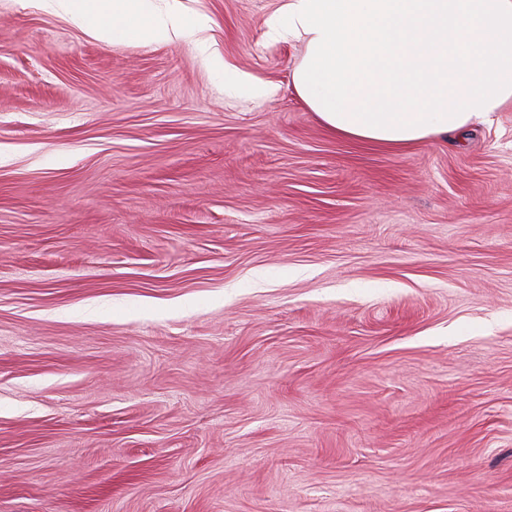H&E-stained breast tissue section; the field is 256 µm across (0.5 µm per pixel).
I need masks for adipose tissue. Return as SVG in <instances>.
Segmentation results:
<instances>
[{
    "label": "adipose tissue",
    "instance_id": "adipose-tissue-1",
    "mask_svg": "<svg viewBox=\"0 0 512 512\" xmlns=\"http://www.w3.org/2000/svg\"><path fill=\"white\" fill-rule=\"evenodd\" d=\"M105 39H193L177 5L50 0ZM275 40L304 39L294 90L333 135L403 152L512 105V0H281Z\"/></svg>",
    "mask_w": 512,
    "mask_h": 512
}]
</instances>
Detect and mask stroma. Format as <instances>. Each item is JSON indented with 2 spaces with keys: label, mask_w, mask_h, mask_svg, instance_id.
<instances>
[{
  "label": "stroma",
  "mask_w": 512,
  "mask_h": 512,
  "mask_svg": "<svg viewBox=\"0 0 512 512\" xmlns=\"http://www.w3.org/2000/svg\"><path fill=\"white\" fill-rule=\"evenodd\" d=\"M193 45L0 0V512H512V108L402 153Z\"/></svg>",
  "instance_id": "1"
}]
</instances>
